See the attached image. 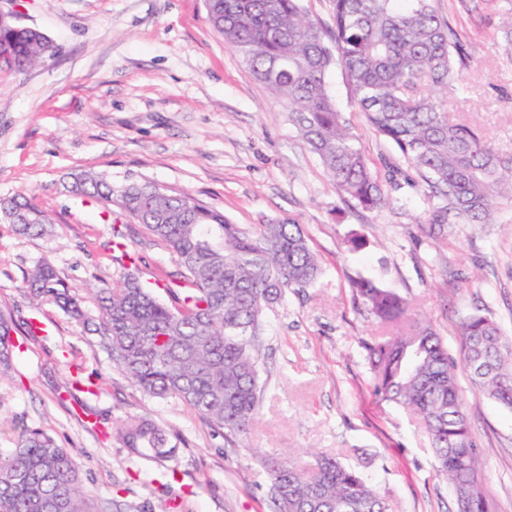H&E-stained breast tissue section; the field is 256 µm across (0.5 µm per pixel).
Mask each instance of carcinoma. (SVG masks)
<instances>
[{
  "label": "carcinoma",
  "instance_id": "cac0c4a2",
  "mask_svg": "<svg viewBox=\"0 0 512 512\" xmlns=\"http://www.w3.org/2000/svg\"><path fill=\"white\" fill-rule=\"evenodd\" d=\"M211 27L224 37L288 112L333 185L363 209L379 211L388 198L357 138L330 94L328 73L341 66L354 104L374 131L396 145L445 201L435 215L463 224H491L498 205L512 203V152L476 128L448 116V87L461 81L462 49L430 0H333L330 28L311 19L301 0H206ZM14 44L15 66L26 70L47 56L42 39L0 29ZM84 196L112 213L119 196L125 216L173 255L183 270L169 299L125 275L97 291L100 316L86 318L79 292L43 262L24 290L52 303L97 335L113 364L150 397L175 398L230 443L253 427L261 398L256 346L263 316L290 288L319 277L317 258L298 224H260L246 230L220 210L186 193L143 180L115 190L103 176L75 182ZM0 210L23 236L51 232L53 220L31 197L0 199ZM354 298L381 323L408 316L396 292L351 280ZM11 317L0 314V376L17 346ZM463 362L472 385L512 409V336L489 317L459 325ZM378 392L423 423L438 475L453 494L469 490L472 512H491L476 468L480 449L471 431L457 365L428 323L407 333L363 343ZM133 454L162 464L172 456L165 432L143 419L119 428ZM262 467L275 512H387L377 490L356 470L315 453L299 468L287 454ZM0 512H95L67 449L37 428L23 429L0 456Z\"/></svg>",
  "mask_w": 512,
  "mask_h": 512
}]
</instances>
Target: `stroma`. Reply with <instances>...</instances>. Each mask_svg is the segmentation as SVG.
<instances>
[{"label": "stroma", "mask_w": 512, "mask_h": 512, "mask_svg": "<svg viewBox=\"0 0 512 512\" xmlns=\"http://www.w3.org/2000/svg\"><path fill=\"white\" fill-rule=\"evenodd\" d=\"M431 4L465 49L450 117L512 151V45L503 38L512 0ZM0 9L17 11L58 47L26 71H0V197L30 195L55 220L41 237L0 220V312L17 324L16 356L0 377V449L14 447L21 429L44 431L73 454L97 506L117 499L141 512H174L178 503L184 512H273L258 453L287 448L300 458L314 447L358 470L391 512H455L424 428L376 389L362 343L383 330L350 283L362 277L397 292L457 361L469 314L512 336V205H500L491 224H434L443 199L368 126L336 65L331 95L389 197L380 212L357 206L211 28L204 0H0ZM83 172L117 188L153 181L245 228L301 226L321 273L263 318V392L247 446L227 443L176 399L144 395L80 323L25 294L28 273L47 261L85 291L92 312L91 288L122 270L112 250L121 214L104 215L70 192L71 175ZM126 233L142 281L164 296L178 265L141 225L128 223ZM355 235L361 248L349 243ZM34 317L47 333L31 331ZM77 376L91 378L94 393L72 389ZM457 376L492 512H512V410L473 388L466 369ZM133 417L166 431L175 475L117 440Z\"/></svg>", "instance_id": "1"}]
</instances>
